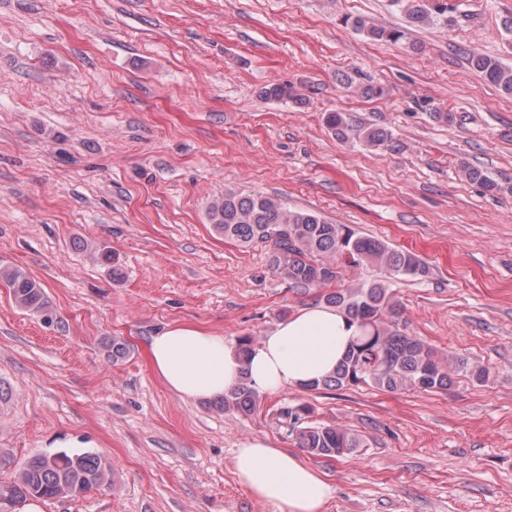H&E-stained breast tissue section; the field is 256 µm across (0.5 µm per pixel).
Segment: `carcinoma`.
Listing matches in <instances>:
<instances>
[{"mask_svg":"<svg viewBox=\"0 0 512 512\" xmlns=\"http://www.w3.org/2000/svg\"><path fill=\"white\" fill-rule=\"evenodd\" d=\"M392 2L405 15L408 27L377 26L362 17H349L346 23L374 41L396 44L408 39V28L431 26L448 13L446 3ZM466 61L502 93L512 95V66L481 53L470 54ZM261 94L267 99L305 101L281 84L266 86ZM324 121L340 141L374 149L387 148L392 142L387 129L356 122L344 112H329ZM460 172L466 180L490 191L503 190L478 167L464 164ZM208 219L216 233L226 239L268 246L269 268L294 288L323 290L339 281L347 267H377L384 272L382 280L320 294L324 303L341 309L353 321L356 336L336 370L309 388L438 392L452 386L460 365L439 355L425 340L408 334L398 320L391 283L430 274V267L417 254L359 235L348 225L331 223L316 213L290 209L276 198L235 190L224 191V196L209 204ZM0 284L8 288L19 308L49 313L41 283L23 270L1 268ZM219 405L247 416L258 408L259 394L244 378L224 394ZM311 413L305 404L280 412L288 435L307 455L335 459L367 447L361 435L339 425L318 423L310 419ZM111 480L110 466L96 453L61 450L35 454L20 465L15 480L0 482V512L30 499L76 498Z\"/></svg>","mask_w":512,"mask_h":512,"instance_id":"carcinoma-1","label":"carcinoma"}]
</instances>
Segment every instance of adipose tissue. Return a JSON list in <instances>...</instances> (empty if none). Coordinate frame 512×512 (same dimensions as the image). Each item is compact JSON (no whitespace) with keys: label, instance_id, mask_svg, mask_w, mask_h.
Instances as JSON below:
<instances>
[{"label":"adipose tissue","instance_id":"adipose-tissue-1","mask_svg":"<svg viewBox=\"0 0 512 512\" xmlns=\"http://www.w3.org/2000/svg\"><path fill=\"white\" fill-rule=\"evenodd\" d=\"M354 331L342 310L320 305L275 325L245 361L223 336L187 323L172 324L152 336L149 352L155 373L170 391L213 400L244 374L260 392L306 388L335 370ZM234 472L253 497L281 512H324L332 495L324 474L263 438L246 440L237 448Z\"/></svg>","mask_w":512,"mask_h":512}]
</instances>
